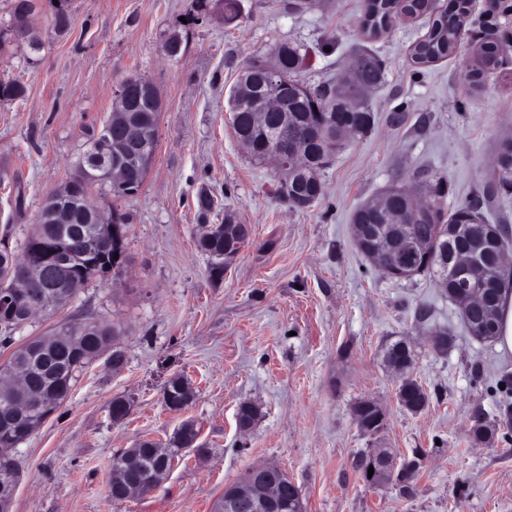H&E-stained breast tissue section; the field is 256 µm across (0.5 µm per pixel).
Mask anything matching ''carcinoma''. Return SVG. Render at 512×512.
<instances>
[{
    "label": "carcinoma",
    "mask_w": 512,
    "mask_h": 512,
    "mask_svg": "<svg viewBox=\"0 0 512 512\" xmlns=\"http://www.w3.org/2000/svg\"><path fill=\"white\" fill-rule=\"evenodd\" d=\"M415 9L417 5L408 3L400 5L398 0H371L365 12L364 24L367 33L375 35L383 30L390 18L399 9ZM39 0H11L10 21H15L23 13H36ZM466 11V0H460L457 10L438 15L433 21V31L427 39L417 43L411 49V60L417 65H427L451 54L449 38L455 28L457 19ZM55 33L62 35L71 28L72 12L70 0H57L56 6L48 19ZM274 57L279 69L288 76V111L286 123L288 134L305 137L311 131L322 132L315 135L305 145V151L312 155V170L308 174L321 173V168L328 162L341 144L336 142V131L340 125L349 123L353 126L352 136L367 134L374 123V113L367 102L369 93L382 84L384 69L382 63L373 55L361 53L355 56L350 72L352 80L341 85L329 81L320 83V87L330 92L324 107L317 109L313 100L304 92L308 88L300 79V74L307 63V50L292 42L276 44ZM477 63L464 74L471 75L470 85L481 87L485 71L499 65L496 53L481 46L476 49ZM25 93L24 86L17 81L0 82V101L15 100ZM232 128L235 135L247 136L253 141L255 153L253 158L263 160V150L275 137L282 133L277 125L256 127L251 122V112L244 107L232 113ZM114 139H106L100 132H92L85 142L79 165H88L93 157L111 160ZM498 152L506 155L507 163L491 173V179L480 195L453 208L445 209L448 197V184L436 179L434 183L435 201L424 210V217L418 222L402 221V225L393 223L389 211L368 212L372 201H365L355 211L353 221L364 219L373 225V234L379 240L390 237L403 239H422L423 248L415 250L413 274L431 273L448 292V298L455 299V284L458 283V268L448 264V254L458 248L470 251L475 264L491 273V284L485 306L472 314L461 313L462 319L470 333L479 339L490 340L497 334L499 314V290L501 284L511 277L494 274L497 251L512 246V238L503 232L500 224H487L483 219V209L492 204L501 194H512V142L502 141ZM143 181L123 190L116 188L104 176L90 171L85 181L77 184L72 193L61 201L62 220L58 224L43 225V234L30 236L22 257L32 263H40L43 256L57 248L63 238L74 233H82L89 238L99 239L107 248L100 257L75 256L66 268L65 276L71 279L87 278L91 283L103 281L111 274H117L126 262L124 235L127 219L124 214L112 211L117 222L114 224H94L83 209L82 200L92 195L93 190L101 192L102 205H109L111 196L123 197L137 193ZM197 246L212 261L211 274L220 277L224 273V225L217 224L207 238H198ZM56 335L54 351L55 367L52 371L44 368L41 354L34 346L43 340L37 336L15 348L8 358L0 363V372L15 367L27 368L37 382L53 392L56 400L51 404H33L28 408L27 418L31 431L38 430L68 399L77 373L94 361L100 347L112 343V337L119 335L116 328L86 318H66L51 329ZM383 361L390 367L395 363L404 365L403 408L417 414L429 403V396L418 381L411 376L413 350L403 339L388 342L385 345ZM194 399V392L185 386L180 376L171 378L162 391V401L166 408L187 407ZM19 394L9 386L0 385V416L5 415L17 405ZM131 411V403L124 396L112 399L110 417L112 422L120 423ZM353 413L369 426L377 423L378 417L369 406V401L355 403ZM199 431L192 423H184L166 443L168 455L161 459L146 449L140 440L131 448L115 455L112 469L122 470L128 460H134L133 476L146 487L154 488L158 472L172 470L176 458L185 449H198ZM419 468V459H404L396 470L380 472L374 478L376 482H395L403 493L412 491L413 482Z\"/></svg>",
    "instance_id": "1"
}]
</instances>
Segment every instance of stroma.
Wrapping results in <instances>:
<instances>
[{
  "instance_id": "stroma-1",
  "label": "stroma",
  "mask_w": 512,
  "mask_h": 512,
  "mask_svg": "<svg viewBox=\"0 0 512 512\" xmlns=\"http://www.w3.org/2000/svg\"><path fill=\"white\" fill-rule=\"evenodd\" d=\"M286 2L238 0L228 23L223 0H72V25L59 35L47 23L50 0H40L34 29L44 47L32 58L0 0V81L26 89L0 102V235L15 253L47 196L75 174L119 84L140 75L162 97L147 178L112 201L129 218L125 270L12 332L20 344L70 315L109 321L124 331L126 362L117 372L101 360L84 368L62 407L15 450L22 476L11 512H211L225 486L265 462L297 484L304 512H512V354L473 338L434 278L375 270L351 233L360 203L419 170L447 181V206L482 191L498 142L512 134V54L478 89L461 65L488 32L512 40V0H470L471 39L424 67L410 51L428 16L368 41L364 0H315L305 12ZM172 30L185 47L175 59L162 48ZM282 41L308 50L303 78L313 86L340 79L361 48L385 67L368 99L371 131L335 155L321 199L303 210L280 197L271 164L250 158L227 110L244 65ZM395 112L402 124L391 122ZM203 192L214 201L205 217ZM228 215L249 225L250 238L217 279L195 242L202 223ZM422 306L431 312L424 323L415 318ZM443 328L455 341L440 354L431 334ZM393 338L415 353L412 375L429 396L421 413L401 407L399 376L382 363ZM174 376L195 391L179 413L162 402ZM119 395L132 408L115 424L109 408ZM363 398L385 410L381 434L357 426L352 407ZM244 402L260 411L246 433L236 419ZM478 411L496 424L491 444L469 435ZM186 421L202 451L185 452L150 494L112 500L114 455L140 439L167 441ZM377 448L420 454L412 493L366 481L355 462Z\"/></svg>"
}]
</instances>
